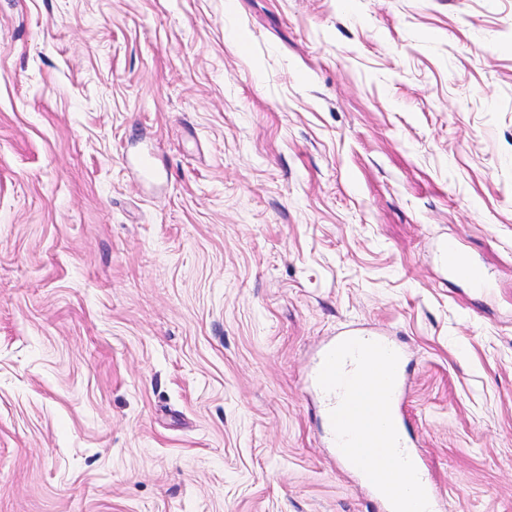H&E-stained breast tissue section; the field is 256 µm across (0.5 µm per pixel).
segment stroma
Returning a JSON list of instances; mask_svg holds the SVG:
<instances>
[{"label":"stroma","mask_w":512,"mask_h":512,"mask_svg":"<svg viewBox=\"0 0 512 512\" xmlns=\"http://www.w3.org/2000/svg\"><path fill=\"white\" fill-rule=\"evenodd\" d=\"M352 322L512 512V0H0V512H381L305 388ZM438 259L441 265H448L451 273L469 279L473 284L482 285L488 277L484 269L473 261L464 258L460 252L448 248L447 243H442L438 249Z\"/></svg>","instance_id":"stroma-1"}]
</instances>
